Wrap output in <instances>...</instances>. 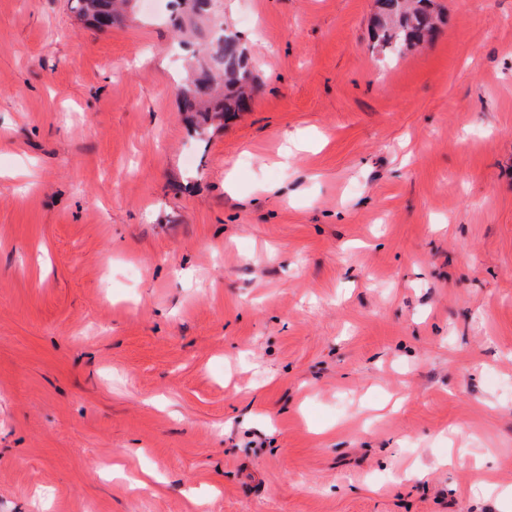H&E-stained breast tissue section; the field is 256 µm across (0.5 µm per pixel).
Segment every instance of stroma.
Masks as SVG:
<instances>
[{"mask_svg":"<svg viewBox=\"0 0 512 512\" xmlns=\"http://www.w3.org/2000/svg\"><path fill=\"white\" fill-rule=\"evenodd\" d=\"M434 7L212 0L202 128L171 0H0V512H512V0ZM128 2L132 1L75 0L73 8L78 18L99 30H105L125 19ZM378 23L374 26V47L385 56L403 54L436 31V18L429 0H377ZM193 71L178 89L183 112H210L225 119L251 109L258 83L237 32L226 27L222 37L210 38L195 55Z\"/></svg>","mask_w":512,"mask_h":512,"instance_id":"stroma-1","label":"stroma"}]
</instances>
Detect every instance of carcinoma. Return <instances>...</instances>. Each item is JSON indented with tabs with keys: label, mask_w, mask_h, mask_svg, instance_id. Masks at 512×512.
<instances>
[{
	"label": "carcinoma",
	"mask_w": 512,
	"mask_h": 512,
	"mask_svg": "<svg viewBox=\"0 0 512 512\" xmlns=\"http://www.w3.org/2000/svg\"><path fill=\"white\" fill-rule=\"evenodd\" d=\"M130 0H75L78 18L105 30L126 17ZM211 0H182L183 13L172 19L182 33L210 15ZM378 23L374 26V47L384 55L397 56L420 45L436 31V18L429 0H377ZM194 74L178 89L184 112H209L219 119L251 109L258 83L249 70L237 32L209 40L207 48L195 55Z\"/></svg>",
	"instance_id": "cac0c4a2"
}]
</instances>
